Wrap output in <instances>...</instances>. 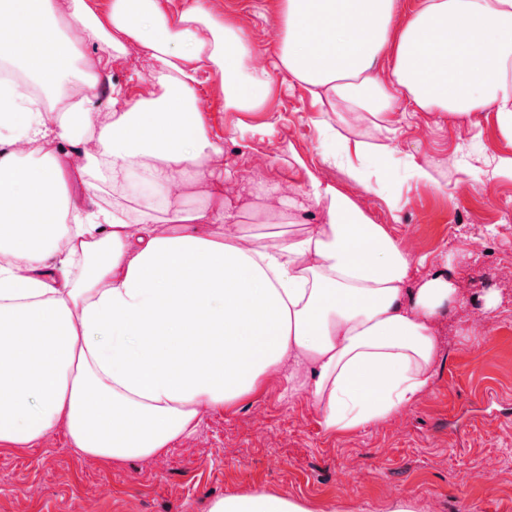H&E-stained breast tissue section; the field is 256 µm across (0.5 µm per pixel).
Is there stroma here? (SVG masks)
Here are the masks:
<instances>
[{
	"instance_id": "obj_1",
	"label": "stroma",
	"mask_w": 512,
	"mask_h": 512,
	"mask_svg": "<svg viewBox=\"0 0 512 512\" xmlns=\"http://www.w3.org/2000/svg\"><path fill=\"white\" fill-rule=\"evenodd\" d=\"M258 39L274 41L269 21L276 0H217ZM204 115L224 142V163L240 176L298 187L306 164L324 181L361 197L385 225L433 271L440 255L456 260L461 300L442 320L428 390L393 419L354 432H326L303 394L288 381L266 380L233 411L205 414L194 434L160 456L125 461L79 457L64 432L36 448L0 446V512H209L211 503L257 489L302 499L310 512H389L399 496L419 512H512V179L474 178L512 141L492 113L475 123L434 126L430 113L402 122L387 163L366 157L359 187L341 167H326L309 95L275 85L266 109L239 115L224 109L219 85L198 90ZM277 116V134L240 141L239 119L260 125ZM460 156L465 167L442 169L447 193L412 180L411 163ZM252 233L294 234L321 223L322 210L285 219L266 198L241 203ZM502 297L494 312L487 295Z\"/></svg>"
}]
</instances>
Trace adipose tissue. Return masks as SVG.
<instances>
[{"mask_svg":"<svg viewBox=\"0 0 512 512\" xmlns=\"http://www.w3.org/2000/svg\"><path fill=\"white\" fill-rule=\"evenodd\" d=\"M276 51L216 0H0V50L50 105L0 79V445L65 431L85 458L166 452L207 411H231L269 377L326 431L397 416L429 387L439 323L458 298L447 259L421 274L349 194L307 175L301 195L246 182L198 105L220 82L229 112L264 111L276 82L304 88L345 163L388 147L342 134L359 113L492 111L512 141V0H279ZM142 55L153 95L108 81ZM107 84V108L92 93ZM405 100L397 110V100ZM203 189L186 213L182 189ZM275 198L281 216L324 209L306 234L256 236L225 193ZM220 224V233H203ZM209 512H308L263 491Z\"/></svg>","mask_w":512,"mask_h":512,"instance_id":"ef3b65f1","label":"adipose tissue"}]
</instances>
